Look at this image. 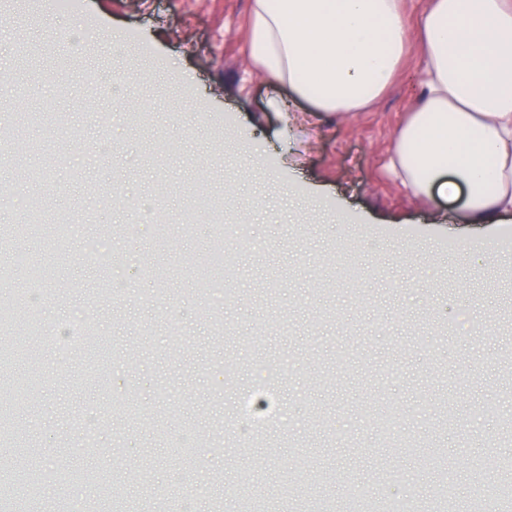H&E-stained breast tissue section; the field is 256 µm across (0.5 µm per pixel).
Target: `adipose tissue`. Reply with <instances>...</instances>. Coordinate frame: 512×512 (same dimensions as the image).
<instances>
[{
    "mask_svg": "<svg viewBox=\"0 0 512 512\" xmlns=\"http://www.w3.org/2000/svg\"><path fill=\"white\" fill-rule=\"evenodd\" d=\"M249 55L325 115L373 105L415 56L419 93L388 148L410 196H463L474 223L512 211V0H251Z\"/></svg>",
    "mask_w": 512,
    "mask_h": 512,
    "instance_id": "ef3b65f1",
    "label": "adipose tissue"
}]
</instances>
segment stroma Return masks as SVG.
Masks as SVG:
<instances>
[{"label": "stroma", "mask_w": 512, "mask_h": 512, "mask_svg": "<svg viewBox=\"0 0 512 512\" xmlns=\"http://www.w3.org/2000/svg\"><path fill=\"white\" fill-rule=\"evenodd\" d=\"M250 0H0L10 65L0 97V310L41 295V326L82 314L89 336L62 354L18 331L40 377L18 408L41 507L75 493L95 512H346L352 496L429 512L444 458L458 483L492 485L512 456V213L472 224L463 201L408 198L385 150L418 95L405 69L371 109L313 126L300 167L288 161L278 101L247 53ZM79 29L80 51L67 33ZM132 74L113 95L95 82ZM131 112L148 126L132 130ZM213 197L209 212L193 195ZM41 197L51 221L11 234L20 204ZM158 223L190 222L166 243L134 236L133 206ZM234 269L197 316L199 270L220 222ZM108 241V277L85 242ZM498 243L494 258L481 249ZM25 250L42 280L10 277ZM361 271L359 294L339 285ZM127 283L112 291L113 278ZM271 388L279 430L241 432L243 392ZM103 417L86 444L79 423ZM397 412L390 434L373 421Z\"/></svg>", "instance_id": "1"}]
</instances>
